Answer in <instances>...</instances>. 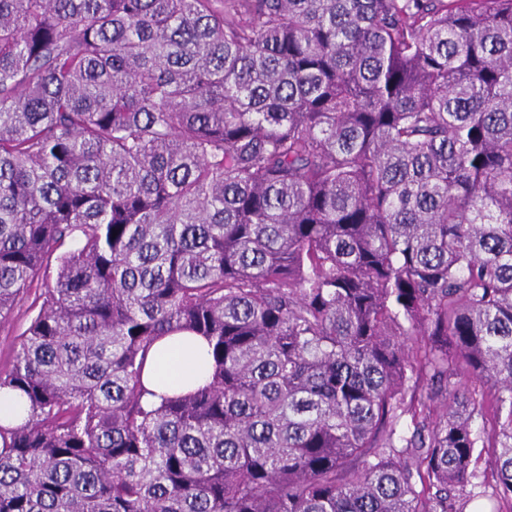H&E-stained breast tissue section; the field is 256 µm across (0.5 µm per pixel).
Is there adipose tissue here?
Returning a JSON list of instances; mask_svg holds the SVG:
<instances>
[{
  "instance_id": "1",
  "label": "adipose tissue",
  "mask_w": 512,
  "mask_h": 512,
  "mask_svg": "<svg viewBox=\"0 0 512 512\" xmlns=\"http://www.w3.org/2000/svg\"><path fill=\"white\" fill-rule=\"evenodd\" d=\"M211 365L202 337L175 333L158 340L143 371L145 386L160 395L191 391L209 381Z\"/></svg>"
}]
</instances>
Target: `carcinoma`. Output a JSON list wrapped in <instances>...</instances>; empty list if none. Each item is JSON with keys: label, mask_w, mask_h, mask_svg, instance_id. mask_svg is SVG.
<instances>
[{"label": "carcinoma", "mask_w": 512, "mask_h": 512, "mask_svg": "<svg viewBox=\"0 0 512 512\" xmlns=\"http://www.w3.org/2000/svg\"><path fill=\"white\" fill-rule=\"evenodd\" d=\"M37 286L0 512L511 510L512 0H0V325ZM206 349L200 336L175 333L163 337L144 367V385L158 395L172 396L208 382L211 365Z\"/></svg>", "instance_id": "carcinoma-1"}]
</instances>
